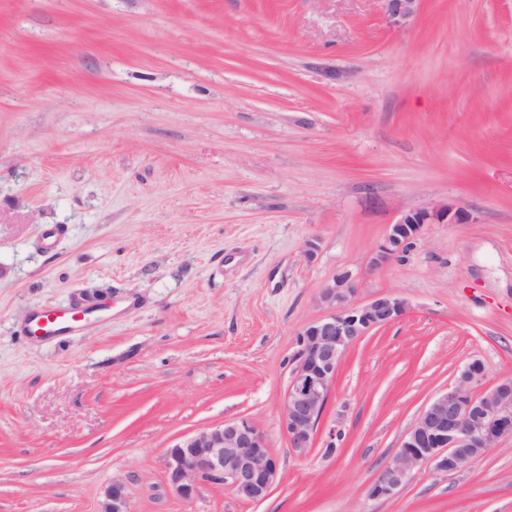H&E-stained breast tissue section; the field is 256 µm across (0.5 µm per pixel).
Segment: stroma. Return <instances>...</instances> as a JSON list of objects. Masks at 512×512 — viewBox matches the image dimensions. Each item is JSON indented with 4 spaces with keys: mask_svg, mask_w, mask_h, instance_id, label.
Returning <instances> with one entry per match:
<instances>
[{
    "mask_svg": "<svg viewBox=\"0 0 512 512\" xmlns=\"http://www.w3.org/2000/svg\"><path fill=\"white\" fill-rule=\"evenodd\" d=\"M443 202L474 223L373 266ZM339 271L409 311L350 349L300 452L296 336ZM56 307L99 313L29 335ZM474 360L512 378V0L400 27L380 0H0V512H96L117 479L132 512H512L511 438L366 493ZM238 418L270 496L177 497L167 449ZM471 224V214L454 204H439L434 207H422L404 213L391 224L383 243L374 257L375 266L384 265L407 250L413 240L421 236L425 224Z\"/></svg>",
    "mask_w": 512,
    "mask_h": 512,
    "instance_id": "stroma-1",
    "label": "stroma"
}]
</instances>
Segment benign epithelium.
I'll return each mask as SVG.
<instances>
[{"label":"benign epithelium","mask_w":512,"mask_h":512,"mask_svg":"<svg viewBox=\"0 0 512 512\" xmlns=\"http://www.w3.org/2000/svg\"><path fill=\"white\" fill-rule=\"evenodd\" d=\"M393 26L414 21L422 0H380ZM472 224L471 214L454 204L422 207L404 213L390 225L373 264L384 265L407 250L426 224ZM358 288L351 274L332 276L322 289L327 311L297 334L294 371L281 411L291 447L304 451L324 422L338 368L350 347L372 330L400 320L406 301L378 295L364 304L351 301ZM484 376L475 360L463 366L454 384L435 396L405 433L392 461L372 482L367 495L388 499L399 492L412 471L430 464L440 472H457L499 442L512 438V378L474 393ZM278 461L265 436L247 418L224 421L192 433L166 451L165 477L183 500L192 499L205 483L229 486L241 500L258 503L271 493ZM98 512H131L127 484L115 480L105 491Z\"/></svg>","instance_id":"7a95c632"}]
</instances>
